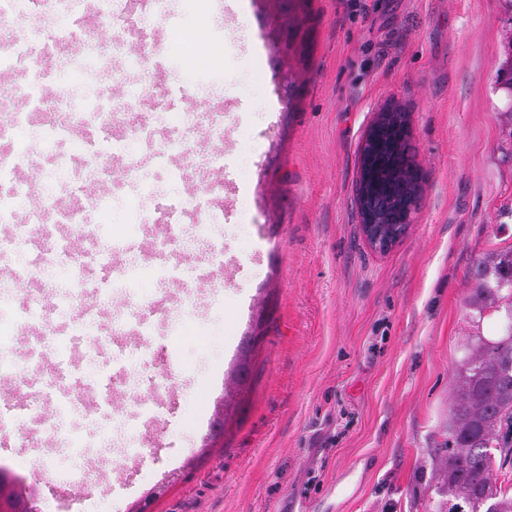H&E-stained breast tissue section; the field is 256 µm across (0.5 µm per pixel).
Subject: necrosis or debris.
I'll return each mask as SVG.
<instances>
[{
    "mask_svg": "<svg viewBox=\"0 0 512 512\" xmlns=\"http://www.w3.org/2000/svg\"><path fill=\"white\" fill-rule=\"evenodd\" d=\"M166 7L167 0H0V75L17 76L0 95V224L15 227L0 240V256L26 254L41 242L70 275L85 273L92 263L110 267L112 253L100 247L98 228L86 223L85 211L111 209L113 168L139 167L134 154L116 157V142L135 138L144 148L161 144L185 156L199 137L223 141V112L184 99L177 104V127L159 140L150 131L143 104L154 96L157 67L151 31L141 20L163 15ZM62 18L69 26H59ZM116 24L148 48L133 65L144 79L130 84L128 106L114 104L102 88L104 79L117 76L113 51L123 41L111 35ZM21 128L31 129V140H17ZM25 167L31 171L27 181L17 176ZM91 183L102 185V192L77 202ZM66 196L74 206H63ZM53 218L88 249L76 253L45 241L44 227Z\"/></svg>",
    "mask_w": 512,
    "mask_h": 512,
    "instance_id": "4bbe7bcc",
    "label": "necrosis or debris"
}]
</instances>
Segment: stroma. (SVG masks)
Here are the masks:
<instances>
[{
  "label": "stroma",
  "instance_id": "stroma-1",
  "mask_svg": "<svg viewBox=\"0 0 512 512\" xmlns=\"http://www.w3.org/2000/svg\"><path fill=\"white\" fill-rule=\"evenodd\" d=\"M147 24L165 90L224 113L213 145L224 221H184L164 252L124 255L125 279L93 267L100 293L158 321L148 344L107 342L93 359L42 350L77 378L45 391L52 426L0 446L8 489L26 490L37 466L48 512H128L147 497L150 512H428L460 348L498 333L496 316L472 320L470 272L512 246V0H288L284 11L216 0L198 13L169 0ZM197 24L224 55L191 83L183 37ZM392 103L409 114L423 193L407 235L381 253L354 184L364 135ZM185 163V181L142 165L153 193L138 212L204 185L196 158ZM132 193L113 174L111 212L87 219L149 244L166 228L135 223ZM196 237L205 250L186 251ZM186 283L195 305L179 301ZM23 330L0 319V370L18 399L35 366ZM171 358L170 392L160 364ZM119 372L141 377L155 404L120 382L101 404L99 383Z\"/></svg>",
  "mask_w": 512,
  "mask_h": 512
}]
</instances>
